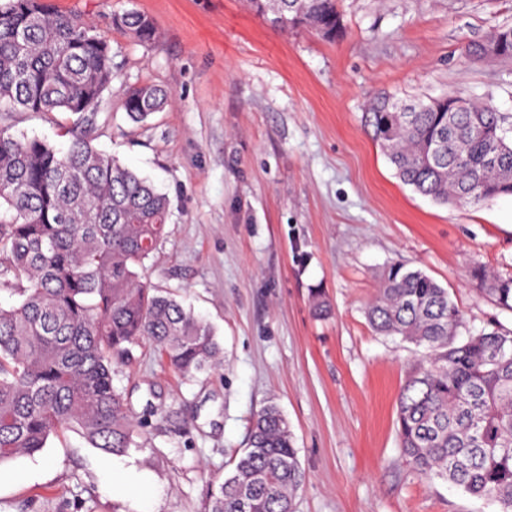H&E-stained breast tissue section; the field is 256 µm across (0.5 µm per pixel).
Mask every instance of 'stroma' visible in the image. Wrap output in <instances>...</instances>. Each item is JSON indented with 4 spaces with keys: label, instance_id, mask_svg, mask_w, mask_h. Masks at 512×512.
Returning a JSON list of instances; mask_svg holds the SVG:
<instances>
[{
    "label": "stroma",
    "instance_id": "1",
    "mask_svg": "<svg viewBox=\"0 0 512 512\" xmlns=\"http://www.w3.org/2000/svg\"><path fill=\"white\" fill-rule=\"evenodd\" d=\"M100 29L115 77L95 146L150 178L169 199L166 237L146 261L152 285L210 323L224 365L181 382L150 344L118 386L153 403L149 440L129 448L148 488L112 489V455L69 431L9 463L0 512H203L207 482L228 473L252 418L276 400L305 481L294 512H496L400 456L395 419L415 345L381 336L366 308L400 261L448 289L459 338L512 330V309L477 272L512 277V196L440 204L396 175L364 125L370 100L453 93L512 118V59L474 61L465 47L512 27V0H340L333 39L284 34L243 0H51ZM136 10L159 37L113 28ZM153 83L170 104L146 124L122 108ZM11 133L67 148L57 119L16 112ZM322 293L328 315L317 316Z\"/></svg>",
    "mask_w": 512,
    "mask_h": 512
}]
</instances>
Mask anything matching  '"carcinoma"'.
I'll use <instances>...</instances> for the list:
<instances>
[{
	"label": "carcinoma",
	"mask_w": 512,
	"mask_h": 512,
	"mask_svg": "<svg viewBox=\"0 0 512 512\" xmlns=\"http://www.w3.org/2000/svg\"><path fill=\"white\" fill-rule=\"evenodd\" d=\"M246 5L281 33L308 26L334 38L342 21L338 0ZM112 23L140 43L158 36L138 11ZM112 79L111 47L96 28L48 0L0 4V292L16 297L0 305V467L65 431L111 454L143 446L148 421L113 383L143 340L185 379L224 364L212 326L142 280L166 235L169 199L93 144ZM170 99L143 83L127 90L123 108L143 124ZM17 110L66 114L67 149L10 133L5 121ZM506 121L478 101L450 112L446 96L404 105L386 92L365 116L398 178L442 203L512 195ZM480 276L512 309V279ZM367 319L422 349L398 401L402 459L512 512V330L458 340L448 289L400 263L384 270ZM303 479L288 420L271 402L233 469L209 481L204 512H293Z\"/></svg>",
	"instance_id": "obj_1"
}]
</instances>
